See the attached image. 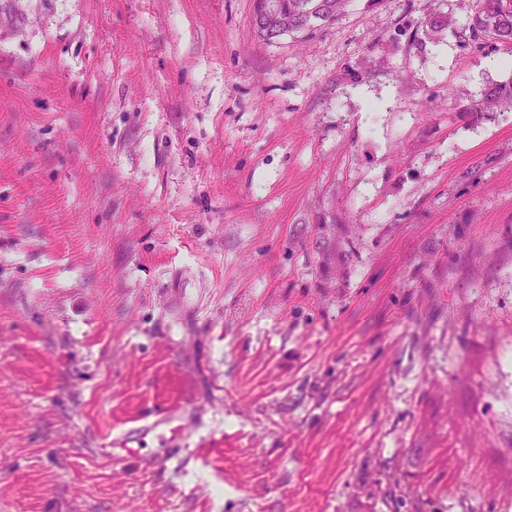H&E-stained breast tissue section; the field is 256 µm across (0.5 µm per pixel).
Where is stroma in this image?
I'll return each instance as SVG.
<instances>
[{"mask_svg":"<svg viewBox=\"0 0 512 512\" xmlns=\"http://www.w3.org/2000/svg\"><path fill=\"white\" fill-rule=\"evenodd\" d=\"M473 11L0 0V512H512ZM288 7V16L280 11L278 2H263L255 14L258 23L278 34H297L296 29L314 18L327 23L335 20L347 0H279Z\"/></svg>","mask_w":512,"mask_h":512,"instance_id":"1","label":"stroma"}]
</instances>
